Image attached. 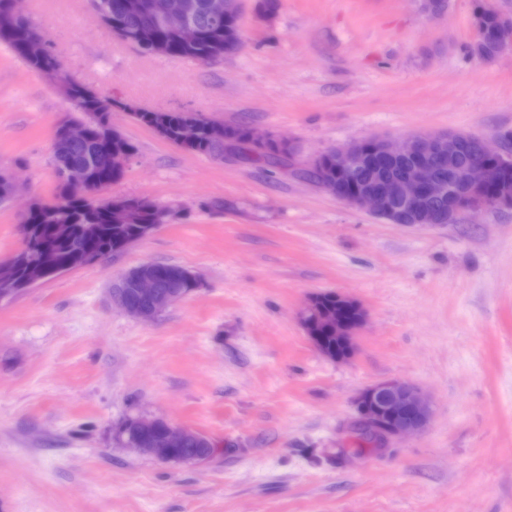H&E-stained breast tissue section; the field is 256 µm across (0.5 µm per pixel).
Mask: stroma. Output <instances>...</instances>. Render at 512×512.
I'll use <instances>...</instances> for the list:
<instances>
[{"label":"stroma","instance_id":"obj_1","mask_svg":"<svg viewBox=\"0 0 512 512\" xmlns=\"http://www.w3.org/2000/svg\"><path fill=\"white\" fill-rule=\"evenodd\" d=\"M474 0H240V48L207 63L144 55L89 0H23L67 74L103 95L292 138L294 169L182 151L124 112L138 151L99 201L188 210L110 258L0 300V512H512V208L434 228L390 224L307 182L299 165L370 136L512 131V49L473 54ZM69 109L0 43V260L29 198L52 199ZM221 198V214L201 201ZM145 261L197 287L146 323L110 288ZM368 313L354 356L321 355L298 312L317 292ZM401 379L431 399L426 431L363 449L353 399ZM129 415L214 440L201 464L115 444Z\"/></svg>","mask_w":512,"mask_h":512}]
</instances>
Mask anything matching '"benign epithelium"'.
<instances>
[{"instance_id":"1","label":"benign epithelium","mask_w":512,"mask_h":512,"mask_svg":"<svg viewBox=\"0 0 512 512\" xmlns=\"http://www.w3.org/2000/svg\"><path fill=\"white\" fill-rule=\"evenodd\" d=\"M190 9L189 0H162L158 13L159 23L175 31L183 43L194 42L198 38V30L186 23ZM493 37L497 46L496 55L512 47V16L499 15ZM135 43L153 54L164 53L150 29L139 32ZM198 120L197 114L187 113L182 137L177 143L179 148L194 151ZM206 123L217 131V139L224 142V154L233 153V138L224 121L208 117ZM58 129L55 154L62 158L67 145L84 139L85 127L64 119ZM120 136L121 133L112 127V123H107L101 152L118 172L125 170L132 159L126 153H112V141ZM249 139L250 145L258 152L267 151L271 143L277 142L288 149V157L296 154L292 141L272 134L252 130ZM463 145L469 146L478 159L457 163L456 156ZM330 154L332 159L329 166L322 165L316 156L307 162L316 173L319 190L352 208L367 210L391 224H453L464 213L512 208V188L501 182L496 190H489L494 172L485 164L487 160L507 163L512 158L482 137L471 141L454 132L414 134L399 140L373 136L332 149ZM376 161L402 163L401 176L391 181L378 178L373 173ZM60 171V182L71 189H78L91 203L95 202V194L105 189L91 178L87 170L64 164ZM445 171L448 172L446 177L443 176ZM22 257L24 248L21 247L11 257L0 261V300L19 295V289L5 275V271L12 261ZM51 274L60 276L64 271L48 259L32 265L26 287L40 284ZM121 279L132 283L137 300L132 301L125 291L114 289L112 301L125 313L141 320L155 319L186 296L185 292L176 290L168 294L164 301H158L156 282L146 263L129 269ZM336 302V313L326 317V322L341 346L335 360L343 361L354 352L355 338L366 321V313L359 304L340 294L336 295ZM314 306L315 298L312 297L301 311L300 323L319 349L321 337L311 335L308 321ZM430 415L429 402L416 387L402 380L391 379L360 392L355 400L353 423L356 432L367 434L373 440L375 450L382 452L396 440L421 432L428 424ZM139 424L143 429L160 425L164 432L147 443L138 438L121 439L119 443L166 463L177 462L172 449L180 446L190 429L160 418L144 417Z\"/></svg>"}]
</instances>
